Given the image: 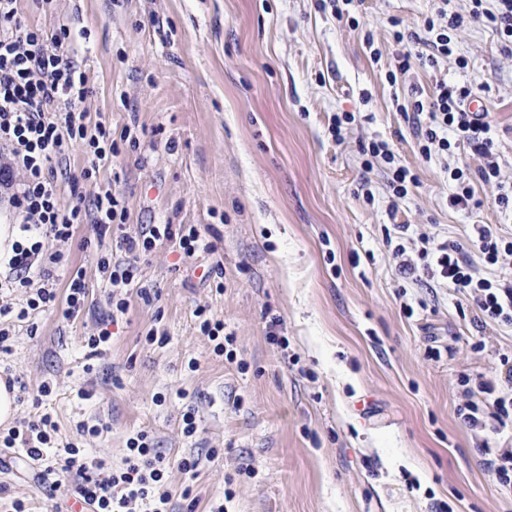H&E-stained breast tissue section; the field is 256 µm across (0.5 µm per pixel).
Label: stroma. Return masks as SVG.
Wrapping results in <instances>:
<instances>
[{
  "mask_svg": "<svg viewBox=\"0 0 512 512\" xmlns=\"http://www.w3.org/2000/svg\"><path fill=\"white\" fill-rule=\"evenodd\" d=\"M431 0H366L336 17L319 0H54L23 8L45 29L66 22L88 33L79 57L85 106L113 131L136 124L101 170L129 208L128 233L146 224H194L216 246L186 260L177 240L137 263L132 298L90 352L87 336L109 321L110 289L93 254L69 249L89 288L79 315L16 323L0 380L18 376V420L50 413L57 446L73 443L120 465L129 433L144 430L168 458L199 457L196 478L172 470L175 512H512V488L487 461L512 448V433L475 434L458 417L462 376L498 380L512 358V326L485 321L472 302L429 277L401 273L385 241L408 224L421 235L467 242L473 225L512 236L496 187L476 183L480 209L452 208L446 157L422 159L402 112L412 86L470 85L496 126L502 180L512 184V56L490 27L457 35L458 55L436 68L412 57L389 82L396 57L391 19L422 29ZM373 44H366V35ZM381 58L373 60L371 49ZM355 116L343 142L333 117ZM390 143L419 178L391 209L387 171L365 168L363 145ZM368 183L371 198L358 196ZM224 269L223 292L205 278ZM208 307L233 333L235 362L215 357L193 311ZM165 344L146 342L149 330ZM196 368H189V360ZM53 389L39 393L42 381ZM194 410L200 434L184 437ZM102 426L81 435L78 422ZM223 455L208 460L209 449ZM47 460L0 467V512H64L73 484L40 479ZM192 486L195 507L180 493Z\"/></svg>",
  "mask_w": 512,
  "mask_h": 512,
  "instance_id": "1",
  "label": "stroma"
}]
</instances>
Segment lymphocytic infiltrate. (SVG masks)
Returning <instances> with one entry per match:
<instances>
[{
  "label": "lymphocytic infiltrate",
  "mask_w": 512,
  "mask_h": 512,
  "mask_svg": "<svg viewBox=\"0 0 512 512\" xmlns=\"http://www.w3.org/2000/svg\"><path fill=\"white\" fill-rule=\"evenodd\" d=\"M453 0H436L423 22L422 33L403 35L421 48L420 60L435 66L439 59L455 57L459 68H467L465 57L454 54V42L465 23L482 22L501 38L503 51L512 55V0H468L467 12H459ZM90 93L85 69L77 58L76 43L66 24L49 31L33 25L21 0H0V201H7L15 216L16 235L10 248L0 255V296L25 289L20 307L0 306V352H8L7 341L14 322L24 321L36 332L32 316L59 309L63 318L76 316L88 295L83 267L69 266L63 248L79 242L81 249L97 254V267L111 288L113 316L127 313L134 262L151 252L156 243L178 238L183 258L213 249L212 242L196 226L149 224L130 234L124 226L129 211L111 184L98 175L111 166L119 153L112 127L91 119L85 107ZM476 94L468 85L436 81L430 95L411 91L410 122L417 153L423 159L454 156L467 146L481 158L477 168L457 164L450 168L454 191L451 207L474 208V184L499 183L501 167L495 150L494 130L484 114L468 109ZM87 158L78 176L60 182L57 171L69 167L74 150ZM364 155L381 160L388 171L394 199L405 198L418 182L411 169L401 165L388 142L373 141ZM95 186L87 195L86 186ZM89 224L93 237L76 240L78 225ZM469 245L478 262L464 255L465 244L455 240L436 241L422 237L417 258H409L397 246L405 275L425 270L446 287L471 298L489 321L512 325V281L480 276L478 265L497 266L512 259V239L500 236L489 225L473 227ZM68 267L60 278V267ZM466 401L458 415L473 432L502 431L512 426V364L506 368L504 385L476 378L465 391ZM57 425L51 415L0 432V447L17 450L28 461L42 460L51 447ZM196 474L199 461L185 456L170 462L143 430L129 434L121 466L111 467L105 458L89 455L86 449L67 444L57 453L55 472L73 478L76 500L85 512H173L168 489L171 467Z\"/></svg>",
  "instance_id": "lymphocytic-infiltrate-1"
}]
</instances>
